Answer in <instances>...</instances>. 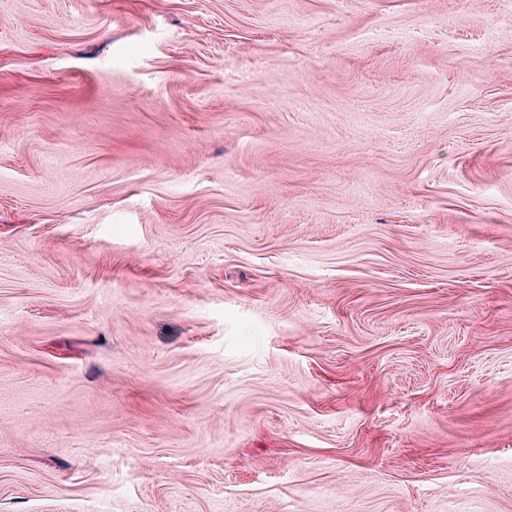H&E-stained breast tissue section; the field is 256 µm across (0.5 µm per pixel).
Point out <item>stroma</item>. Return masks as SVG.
Instances as JSON below:
<instances>
[{
  "mask_svg": "<svg viewBox=\"0 0 512 512\" xmlns=\"http://www.w3.org/2000/svg\"><path fill=\"white\" fill-rule=\"evenodd\" d=\"M0 512H512V0H0Z\"/></svg>",
  "mask_w": 512,
  "mask_h": 512,
  "instance_id": "obj_1",
  "label": "stroma"
}]
</instances>
